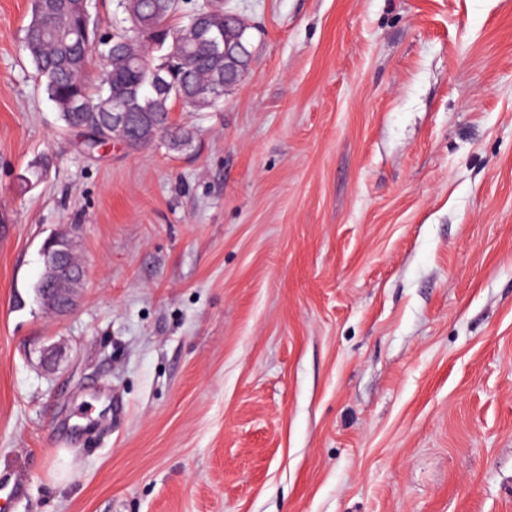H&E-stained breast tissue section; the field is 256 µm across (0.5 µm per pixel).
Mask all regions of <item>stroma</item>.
<instances>
[{
  "instance_id": "1",
  "label": "stroma",
  "mask_w": 512,
  "mask_h": 512,
  "mask_svg": "<svg viewBox=\"0 0 512 512\" xmlns=\"http://www.w3.org/2000/svg\"><path fill=\"white\" fill-rule=\"evenodd\" d=\"M224 8L192 147L88 155L0 0L4 512H512V0ZM55 241L49 240L46 242L42 249L43 256V271L40 280L38 281L36 288L37 298L41 305L49 310L66 313L71 310L76 304L75 294L67 295V288H59L58 292L62 297H65V301H60L55 292L53 291V285L61 280L64 276H68L77 285L81 282V274L73 276L71 272V254L75 251L76 241L71 238L68 243L61 245V249H53Z\"/></svg>"
}]
</instances>
